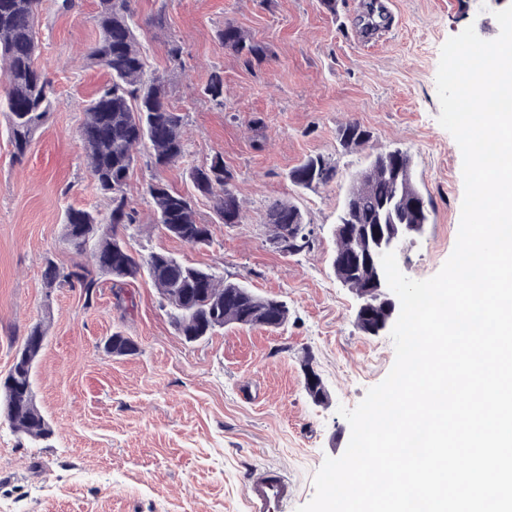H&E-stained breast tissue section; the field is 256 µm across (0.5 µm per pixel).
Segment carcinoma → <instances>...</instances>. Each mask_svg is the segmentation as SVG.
<instances>
[{"instance_id": "obj_1", "label": "carcinoma", "mask_w": 512, "mask_h": 512, "mask_svg": "<svg viewBox=\"0 0 512 512\" xmlns=\"http://www.w3.org/2000/svg\"><path fill=\"white\" fill-rule=\"evenodd\" d=\"M36 9L37 0H0V76L8 84L0 112L7 114L9 138L18 157L25 155L53 106L48 82L34 64ZM132 16L131 0H99L93 16L99 38L89 59L107 72L109 80L85 105L80 128L87 167L97 190L109 199L110 210L105 215L73 207L66 210L60 240L69 249L90 255V262L70 269L47 262L45 286L77 288L84 303L90 305L101 276L133 281L145 271L167 302L179 335L188 342L204 339L229 324L269 328L272 315L279 316L282 323L288 321V307L281 300L260 296L239 282L184 264L166 251L137 256L128 249L124 232L138 224L137 211L128 197L129 177L138 156L147 154L159 170L187 154L184 116L170 105L162 78L146 77ZM217 38L248 62L269 52L268 46L252 41L230 22L217 32ZM203 95L214 106L224 107L220 72L211 73ZM339 137L342 146L351 147L368 141L370 134L360 123L349 122L341 127ZM337 174L336 164L317 155L294 167L289 179L298 188L315 189L334 181ZM187 176L198 194L212 200L215 222L226 226L241 223L235 177L224 166L222 155L189 167ZM145 194L153 206L155 223L165 235L192 246L211 242L210 225L197 216L190 198L171 190L161 179L147 183ZM340 214L347 219L335 234L334 274L351 290L367 291L369 266L356 242L365 241L386 224L430 223L411 156L399 149L376 154L351 176ZM263 220L266 224H298L303 214L295 204L275 199L265 204ZM312 243L311 235L295 237L286 242L285 251L299 254ZM47 332L43 323L30 328L8 375L0 381V410L6 413L10 428L33 444H48L54 435L33 388L34 367ZM103 349L117 357L138 353L137 344L120 332L108 337Z\"/></svg>"}]
</instances>
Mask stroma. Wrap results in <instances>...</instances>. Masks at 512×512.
Masks as SVG:
<instances>
[{"instance_id": "1", "label": "stroma", "mask_w": 512, "mask_h": 512, "mask_svg": "<svg viewBox=\"0 0 512 512\" xmlns=\"http://www.w3.org/2000/svg\"><path fill=\"white\" fill-rule=\"evenodd\" d=\"M97 2L75 0L66 11L61 0H38L35 63L52 84L53 107L24 157L15 156L0 112V378L30 327L47 324L35 395L54 430L50 446L29 445L0 417V512H246L248 479L265 468L287 476L286 512H296L312 499L325 458L349 443L338 407L357 406L395 362L390 333L358 329L355 297L331 267L350 177L377 152L411 155L432 222L398 265L416 280L437 274L454 250L464 195L461 150L438 122L440 50L467 26L492 40L499 25L485 0H383L391 22L364 43L359 0L332 9L323 0H132L146 72L163 78L183 113L188 154L159 172L144 158L134 167L128 194L139 226L126 232L128 248L170 252L288 305L281 328L230 325L188 343L148 275L119 285L103 279L89 305L79 291L44 286L46 260H88L60 242L65 209L110 208L79 137L83 106L108 79L88 58ZM228 22L268 55L249 63L225 48L217 32ZM173 40L182 46L177 64L166 53ZM215 70L224 76L220 109L202 94ZM353 121L370 138L346 149L338 131ZM216 154L240 190L244 218L231 227L213 223L210 199L185 175ZM317 154L335 162V181L295 187L289 171ZM156 176L192 196L211 225L209 245L155 229L144 187ZM269 199L299 207L315 228L311 250L289 255L270 245ZM117 331L138 355L103 351ZM307 357L328 391L320 404L304 388Z\"/></svg>"}]
</instances>
